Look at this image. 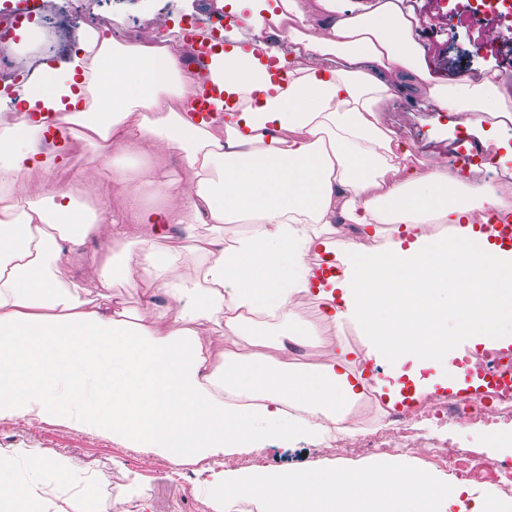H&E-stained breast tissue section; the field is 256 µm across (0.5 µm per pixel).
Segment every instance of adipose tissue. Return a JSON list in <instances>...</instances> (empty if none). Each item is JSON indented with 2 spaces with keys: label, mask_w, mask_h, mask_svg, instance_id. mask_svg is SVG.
Here are the masks:
<instances>
[{
  "label": "adipose tissue",
  "mask_w": 512,
  "mask_h": 512,
  "mask_svg": "<svg viewBox=\"0 0 512 512\" xmlns=\"http://www.w3.org/2000/svg\"><path fill=\"white\" fill-rule=\"evenodd\" d=\"M281 6L297 53L331 58L332 66L263 63L231 43L217 48L206 77L215 88L206 99L216 114L209 121L190 102L197 71L178 69L162 41L123 45L92 29L66 62L43 55L14 86L16 118L0 126V413L75 414L86 427L177 463L321 434V423L292 418L286 408L341 419L360 388L346 348L312 368L241 364L229 354L219 365L198 332L214 324L228 338L249 337L255 314L292 319L294 299L311 294L324 320L363 328L368 359L391 363L390 399H399L403 378L419 395L435 384L464 387L463 373L448 370V327L470 346H486L497 323L512 317V249L473 224L472 213L510 210L512 199L491 185L466 191L459 171L415 167L379 112L391 95L387 74L406 70L427 84L439 111L465 116L466 132L490 138L482 116L512 120V84L493 76L440 82L405 0H373L348 15L336 0ZM317 26L326 36L311 35ZM51 114L58 125L47 126ZM43 137L56 141L58 155L40 154L35 143ZM73 137L135 149L159 164L156 144L178 153L188 191L176 207L163 204L168 182L114 170L125 200L111 219L114 235L124 238L129 224H174L210 263L187 274L183 250L141 240L104 265L101 301L88 305L58 266L99 221L72 191L81 178L65 154ZM31 169L42 173L51 198L25 193ZM339 214L375 245L336 248ZM247 222L258 231L225 244V225ZM426 224L449 225L452 234L428 236ZM311 253L318 264L307 263ZM135 278L175 302L155 312L154 329L138 328L107 302L116 283ZM454 281L452 307L440 306ZM226 390L261 402L226 404Z\"/></svg>",
  "instance_id": "adipose-tissue-1"
}]
</instances>
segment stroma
I'll return each instance as SVG.
<instances>
[{
    "label": "stroma",
    "mask_w": 512,
    "mask_h": 512,
    "mask_svg": "<svg viewBox=\"0 0 512 512\" xmlns=\"http://www.w3.org/2000/svg\"><path fill=\"white\" fill-rule=\"evenodd\" d=\"M63 7L66 30L54 45L58 59H65L76 43L78 30L86 24L106 20L113 40L126 41L129 33L144 36L193 32L210 34L212 12L222 10L221 0H123L113 10L110 0H57ZM418 19L420 47L431 72L448 81L505 71L512 53V15L482 13L476 0H412ZM512 80V71H505ZM392 96L380 113L382 125L409 146L415 160L425 167L453 171L473 165L467 183L479 187L492 183L512 193V158L499 162L496 148L469 138L459 148L448 145V116L437 112L424 86L406 85L404 77L390 76ZM74 168L101 191L89 205L106 209L115 206L112 196V165L99 159L97 151L76 144L71 149ZM112 226L100 221L95 234L79 252L65 255L60 267L64 277L78 283L88 299H95L101 259L111 254ZM296 311L306 324L307 346L287 354L274 342L277 325H261L257 331L267 340L260 346L251 340H237L234 351L240 362L262 355L266 359L307 363L313 354L346 344L353 359L364 370V384L381 391L388 375L384 367L364 358L365 348L354 327L337 332L333 323L320 317L321 304L312 296L296 301ZM432 436L449 441L459 451L460 475H448L444 468L418 454L389 453L370 448H327L325 441L299 438L290 443L272 441L264 448L241 455H225L212 464L204 461L174 462L167 455L148 448H133L121 437L82 426L77 417L20 418L0 414V452L13 455L21 481L34 491V512H117V504L136 503L140 512H217L209 491L225 473L244 470L292 471L303 468H356L372 463L407 464L425 470L450 485L467 487L474 496L491 494L512 503V490L501 484L502 464L512 463V423L497 431L463 424L431 427ZM65 457L70 480L59 484L38 475L39 461Z\"/></svg>",
    "instance_id": "stroma-1"
}]
</instances>
